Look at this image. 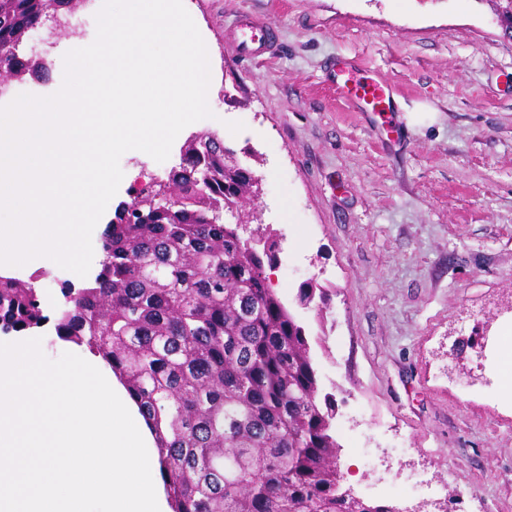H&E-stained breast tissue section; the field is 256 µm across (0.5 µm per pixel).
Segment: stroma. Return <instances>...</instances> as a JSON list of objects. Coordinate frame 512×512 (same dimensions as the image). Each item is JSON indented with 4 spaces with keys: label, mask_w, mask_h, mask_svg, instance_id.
<instances>
[{
    "label": "stroma",
    "mask_w": 512,
    "mask_h": 512,
    "mask_svg": "<svg viewBox=\"0 0 512 512\" xmlns=\"http://www.w3.org/2000/svg\"><path fill=\"white\" fill-rule=\"evenodd\" d=\"M213 47L212 115L188 133L242 128L227 139L261 179L259 222L281 250L266 274L308 329L320 394L336 398L343 488L370 498L384 477L407 489L425 471L447 512H512V401L497 361L478 346L486 324L512 323V39L487 0H186ZM263 21L277 43L239 54L234 22ZM95 26L36 30L19 53L45 75L10 96H48L64 55ZM392 87L391 129L330 82L337 59ZM427 112L431 121H412ZM180 148L156 162L120 159L113 206L167 180ZM322 288V308L296 302ZM401 440L408 455L363 467L364 439Z\"/></svg>",
    "instance_id": "1"
}]
</instances>
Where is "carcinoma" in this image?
Masks as SVG:
<instances>
[{"instance_id":"carcinoma-1","label":"carcinoma","mask_w":512,"mask_h":512,"mask_svg":"<svg viewBox=\"0 0 512 512\" xmlns=\"http://www.w3.org/2000/svg\"><path fill=\"white\" fill-rule=\"evenodd\" d=\"M512 37V3L486 0ZM41 0H0V75H41L19 47L45 20ZM259 177L215 133L116 211L101 260L49 302L0 275V332L52 324L98 354L151 427L172 512H392L341 489L335 407L319 401L306 329L269 287L279 241L258 245L217 216L258 220Z\"/></svg>"}]
</instances>
